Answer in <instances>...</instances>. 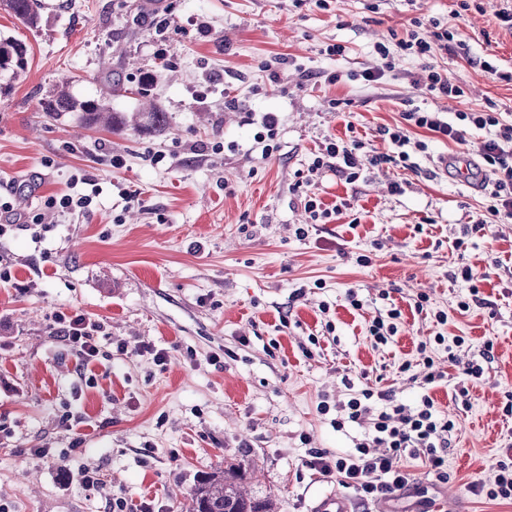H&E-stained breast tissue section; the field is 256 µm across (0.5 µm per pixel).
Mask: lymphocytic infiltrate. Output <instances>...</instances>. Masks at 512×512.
Here are the masks:
<instances>
[{"label":"lymphocytic infiltrate","instance_id":"1","mask_svg":"<svg viewBox=\"0 0 512 512\" xmlns=\"http://www.w3.org/2000/svg\"><path fill=\"white\" fill-rule=\"evenodd\" d=\"M453 33L439 29L430 37L411 33L409 39L398 41L396 46L380 42L375 50L381 59H388L392 50L414 56L421 62V72L413 84L421 96L458 100L465 92L453 83L433 63L437 52L446 50ZM400 125L381 127L378 131L383 141L390 144L387 152H379L359 139L346 142L329 140L309 166L308 175L322 169H336L352 184L362 172L385 165L406 166L410 159V128L427 130L456 144H466L472 130L488 131L482 148L486 171L493 175L494 183L487 192L488 204L484 217L475 221V228L512 219V122H504L500 113L456 112L454 119H445L441 112L413 108L402 114ZM55 333L76 351L84 363L97 360L100 354L98 334L100 322L82 314H61L55 319ZM336 411L332 424L336 429L353 424L361 436L350 454H332L322 448L308 451L306 465L320 474L336 477L342 487L350 489L361 503L390 501L398 493L413 485L415 475L410 462H420L430 474L443 481L448 477V450L450 437L457 426L445 417L429 394H422L415 406L399 402L393 390L370 383H361L358 390L345 400L329 405L319 404L320 413Z\"/></svg>","mask_w":512,"mask_h":512}]
</instances>
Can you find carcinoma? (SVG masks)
<instances>
[{
  "label": "carcinoma",
  "mask_w": 512,
  "mask_h": 512,
  "mask_svg": "<svg viewBox=\"0 0 512 512\" xmlns=\"http://www.w3.org/2000/svg\"><path fill=\"white\" fill-rule=\"evenodd\" d=\"M0 6L28 27H38L41 19L40 0H0ZM28 65L26 44L13 37H0V76L15 77ZM82 112L86 126L103 125L113 130L129 124L138 131L161 134L169 126L166 113L152 109L146 120L128 118L95 101H78L62 89L48 97L44 111L49 116L63 112ZM252 475L240 467L205 473L197 479L190 495L189 512H276V503L268 496L259 497L249 488Z\"/></svg>",
  "instance_id": "cac0c4a2"
}]
</instances>
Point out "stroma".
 I'll return each mask as SVG.
<instances>
[{
	"label": "stroma",
	"instance_id": "1",
	"mask_svg": "<svg viewBox=\"0 0 512 512\" xmlns=\"http://www.w3.org/2000/svg\"><path fill=\"white\" fill-rule=\"evenodd\" d=\"M42 0L39 28L0 9V35L28 48L27 69L0 94V201L42 214L0 237V507L5 512H182L197 479L233 463L250 467L254 492L279 512H313L335 478L305 465L307 451L353 449L356 428L336 430L322 397L344 398L343 378L370 375L405 404L422 393L401 364L434 336L464 337L456 360L436 346L446 378L429 391L459 424L448 450V479L416 468V482L377 512H512L478 500L470 482L490 479L512 448V221L461 236L482 213L483 192L443 174L439 156H480L485 131L459 145L415 128L426 150L411 168L364 171L347 184L324 170L299 182L329 139L355 136L377 151L378 135L409 105L447 114L494 103L512 120V31L497 17L502 0ZM455 44L435 63L464 87L462 100L418 96L420 65L395 58L377 84L349 73L379 64L377 43L405 37L413 18ZM343 45V55L324 49ZM166 59H158V50ZM491 62L497 74L486 72ZM338 73V82L326 81ZM153 74L151 99L167 112L163 134L84 128L79 115L51 118L39 102L58 86L113 111H142L130 89ZM128 85L114 96L110 82ZM274 114L273 137L261 120ZM122 167L110 164L113 155ZM93 192L87 213L45 211L48 197ZM350 206L307 238L306 196ZM464 237L465 247L452 242ZM379 249H371V241ZM369 255L361 266L357 255ZM479 277L484 305L460 311L469 295L451 269ZM358 288L363 309L345 300ZM390 300H383V293ZM427 294V311L412 306ZM402 311L393 344L374 348L377 310ZM444 311L448 319L437 322ZM104 322L101 355L89 371L52 329L57 313ZM164 351L165 363L139 354ZM494 358L485 361L486 344ZM482 380L465 375L468 362ZM467 385L470 401L452 394ZM78 418L69 427L65 418ZM97 485L85 486V472Z\"/></svg>",
	"mask_w": 512,
	"mask_h": 512
}]
</instances>
